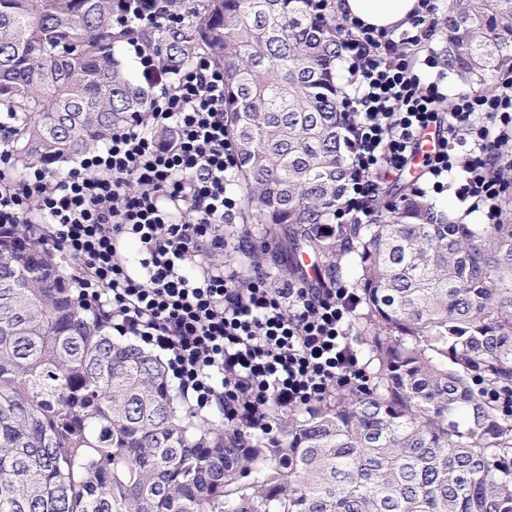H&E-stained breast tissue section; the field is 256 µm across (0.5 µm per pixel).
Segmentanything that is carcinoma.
<instances>
[{
	"mask_svg": "<svg viewBox=\"0 0 512 512\" xmlns=\"http://www.w3.org/2000/svg\"><path fill=\"white\" fill-rule=\"evenodd\" d=\"M161 66L224 70L230 188L264 245L351 280L368 386L270 407L269 438L180 410L165 363L112 336L52 256L0 236V512H512V203L462 224L424 195L338 224L350 168L341 26L311 0H164ZM122 0H0V146L18 172L71 162L145 119ZM445 66L486 91L512 71V0H455Z\"/></svg>",
	"mask_w": 512,
	"mask_h": 512,
	"instance_id": "1",
	"label": "carcinoma"
}]
</instances>
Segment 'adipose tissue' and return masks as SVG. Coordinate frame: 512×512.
I'll return each mask as SVG.
<instances>
[{
    "instance_id": "ef3b65f1",
    "label": "adipose tissue",
    "mask_w": 512,
    "mask_h": 512,
    "mask_svg": "<svg viewBox=\"0 0 512 512\" xmlns=\"http://www.w3.org/2000/svg\"><path fill=\"white\" fill-rule=\"evenodd\" d=\"M339 16L383 31L410 29L418 0H335Z\"/></svg>"
}]
</instances>
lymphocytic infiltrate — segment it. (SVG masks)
<instances>
[{"mask_svg":"<svg viewBox=\"0 0 512 512\" xmlns=\"http://www.w3.org/2000/svg\"><path fill=\"white\" fill-rule=\"evenodd\" d=\"M437 0H420L412 30L401 37L364 25L341 53L358 85L344 103L352 114V176L340 224L373 220L380 178L401 171L419 135L443 129L424 174L442 192L449 172L460 200L498 223L512 179L500 166L512 141V76L495 92L448 95L438 62L427 53ZM139 68L155 89L146 120L113 128L104 145L63 176L32 166L15 173L0 152V233L33 234L41 247L69 257L80 299L110 312L112 329L165 351L168 370L196 411H218L225 426L275 434L269 406L309 407L366 381L350 337L358 306L350 288L271 284L263 267L241 275L213 264L237 199L229 178L238 152L224 120V74L207 60L174 69L165 83L156 52L136 47ZM138 245L136 259L120 249Z\"/></svg>","mask_w":512,"mask_h":512,"instance_id":"obj_1","label":"lymphocytic infiltrate"}]
</instances>
